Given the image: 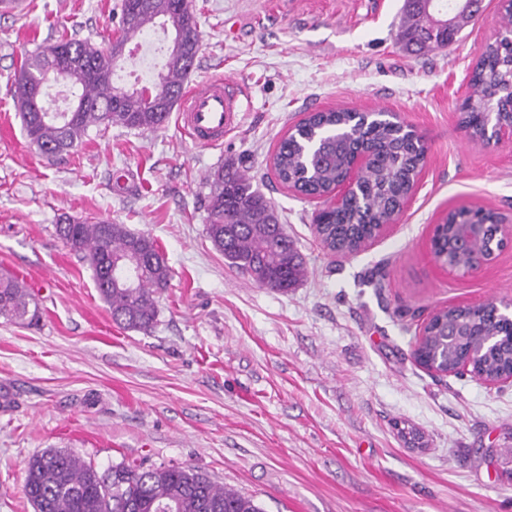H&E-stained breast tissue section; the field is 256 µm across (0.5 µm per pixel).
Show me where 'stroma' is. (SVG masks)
<instances>
[{
  "mask_svg": "<svg viewBox=\"0 0 512 512\" xmlns=\"http://www.w3.org/2000/svg\"><path fill=\"white\" fill-rule=\"evenodd\" d=\"M0 13V275L40 308L0 319V512H33L24 464L49 449L99 469L191 465L265 512H512V386L417 365L435 310L512 301V243L480 270L441 268L434 227L467 206L512 216V142L460 121L469 69L505 22L500 0L457 42L408 53L404 0H191L190 81L244 83L221 145L161 129H91L47 159L25 136L15 72L67 33L108 49L121 0H22ZM390 112L426 158L394 224L354 254L320 244L321 203L276 178L289 129L328 109ZM239 160L277 206L306 276L259 287L208 239L207 178ZM111 215L158 241L172 268L150 334L116 325L92 272L55 236L61 216Z\"/></svg>",
  "mask_w": 512,
  "mask_h": 512,
  "instance_id": "stroma-1",
  "label": "stroma"
}]
</instances>
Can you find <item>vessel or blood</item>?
Masks as SVG:
<instances>
[{
  "instance_id": "b4317fda",
  "label": "vessel or blood",
  "mask_w": 512,
  "mask_h": 512,
  "mask_svg": "<svg viewBox=\"0 0 512 512\" xmlns=\"http://www.w3.org/2000/svg\"><path fill=\"white\" fill-rule=\"evenodd\" d=\"M245 97V88L226 77L182 88L178 121L183 131L197 144H220L225 134L236 128Z\"/></svg>"
}]
</instances>
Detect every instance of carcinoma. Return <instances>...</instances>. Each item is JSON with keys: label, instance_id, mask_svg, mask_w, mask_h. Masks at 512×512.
Returning a JSON list of instances; mask_svg holds the SVG:
<instances>
[{"label": "carcinoma", "instance_id": "obj_1", "mask_svg": "<svg viewBox=\"0 0 512 512\" xmlns=\"http://www.w3.org/2000/svg\"><path fill=\"white\" fill-rule=\"evenodd\" d=\"M409 25L401 37L406 46L445 49L457 41L442 35L432 40L421 8L405 4ZM167 23L183 33L185 48L166 56L163 71L149 96L136 88L119 87L112 81L114 50L104 51L87 40L61 36L24 55L17 75L16 104L24 131L35 123L39 110L33 101L52 69V54L62 49L92 65L104 79L91 80L76 74L74 96L79 111L63 124L37 125L30 139L46 157L68 152L82 143L91 127L158 129L168 119L172 96L184 83V61L198 55L200 37L196 20L179 0H145L132 19H120L119 43L130 42L147 30ZM476 101L492 100L499 106L498 118L512 119V43L495 40L486 45L469 74ZM461 123L470 136L485 137V124L478 109L461 108ZM366 144L375 163L364 173L360 197L326 213L324 223L314 225L316 237L331 253H356L374 231L390 223L401 200L412 189V177L420 154L399 133L386 115L365 122L346 109L315 112L294 126L279 143L273 156L277 179L297 187L308 198L321 199L342 177L355 140ZM211 192L207 204L206 232L213 246L233 266L260 286L286 292L305 275L274 203L254 186L240 166L230 163L208 178ZM468 219L447 224L432 239L435 254L455 265L468 266L483 252L485 239L462 237L460 226ZM64 247L82 255L92 271L100 298L119 326L150 331L157 322L156 295L164 291L172 269L154 237L134 232L109 217L87 221L67 217L55 225ZM27 289L11 276H0V318L10 322L38 319V307ZM489 311L476 316L467 310L440 309L423 327L415 348L423 363L439 358L444 373L469 349L481 352L477 375L497 378L512 372V323ZM24 496L34 512H264L254 499L216 484L195 468L165 464L120 462L101 472L80 455L49 449L30 457L24 466Z\"/></svg>", "mask_w": 512, "mask_h": 512}]
</instances>
